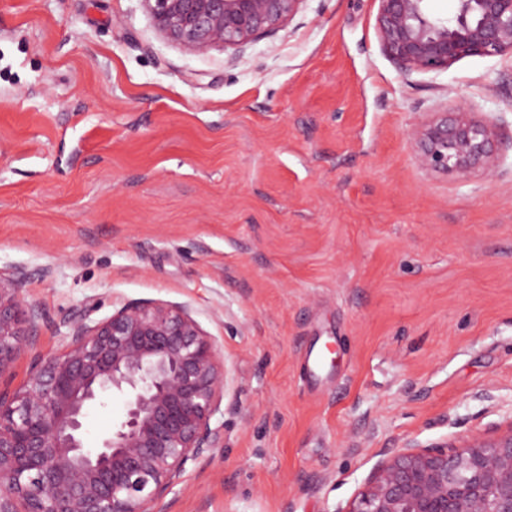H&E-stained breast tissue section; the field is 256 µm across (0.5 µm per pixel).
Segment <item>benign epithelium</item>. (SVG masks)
Segmentation results:
<instances>
[{
  "instance_id": "benign-epithelium-1",
  "label": "benign epithelium",
  "mask_w": 512,
  "mask_h": 512,
  "mask_svg": "<svg viewBox=\"0 0 512 512\" xmlns=\"http://www.w3.org/2000/svg\"><path fill=\"white\" fill-rule=\"evenodd\" d=\"M142 2L161 35L203 53L239 52L284 30L306 0ZM378 2L381 49L404 72L512 55V0H458L447 23L426 0ZM410 143L430 173L489 177L500 163L493 124L463 103L430 113ZM19 285L0 275V380L43 319ZM68 337L26 384L0 389V512H156L187 462L224 438V425H212L228 384L223 356L185 307L165 303L125 305L93 322L82 312ZM114 394L124 398L119 426L101 447H85L86 405ZM335 512H512V422L489 439L382 449L348 508Z\"/></svg>"
}]
</instances>
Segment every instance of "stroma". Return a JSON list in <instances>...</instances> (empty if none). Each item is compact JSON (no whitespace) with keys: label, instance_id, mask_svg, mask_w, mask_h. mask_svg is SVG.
<instances>
[{"label":"stroma","instance_id":"35a3bbf8","mask_svg":"<svg viewBox=\"0 0 512 512\" xmlns=\"http://www.w3.org/2000/svg\"><path fill=\"white\" fill-rule=\"evenodd\" d=\"M377 0H306L240 55L167 42L142 0H0V274L67 321L185 307L229 371L224 442L160 512H336L382 448L512 422V56L403 73ZM465 101L491 178L421 169ZM123 411L85 410L96 446Z\"/></svg>","mask_w":512,"mask_h":512}]
</instances>
